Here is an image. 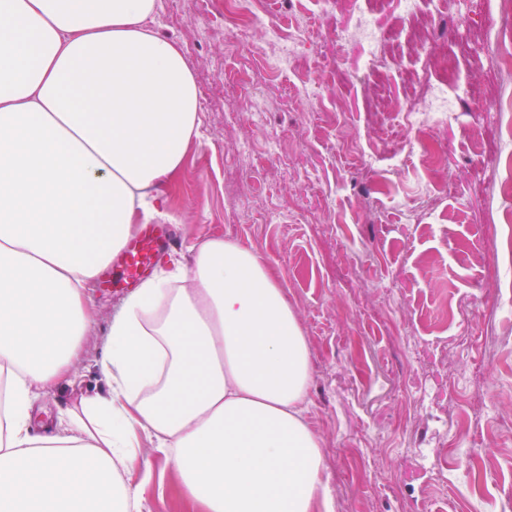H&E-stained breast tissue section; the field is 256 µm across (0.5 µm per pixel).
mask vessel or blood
<instances>
[{
	"mask_svg": "<svg viewBox=\"0 0 512 512\" xmlns=\"http://www.w3.org/2000/svg\"><path fill=\"white\" fill-rule=\"evenodd\" d=\"M171 244V230L164 224L140 226L110 266L99 275L105 289L132 290L152 272L162 252Z\"/></svg>",
	"mask_w": 512,
	"mask_h": 512,
	"instance_id": "b4317fda",
	"label": "vessel or blood"
}]
</instances>
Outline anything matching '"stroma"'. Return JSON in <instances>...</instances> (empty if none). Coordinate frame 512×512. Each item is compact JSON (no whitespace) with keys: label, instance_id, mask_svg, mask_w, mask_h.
<instances>
[{"label":"stroma","instance_id":"1","mask_svg":"<svg viewBox=\"0 0 512 512\" xmlns=\"http://www.w3.org/2000/svg\"><path fill=\"white\" fill-rule=\"evenodd\" d=\"M256 2L307 27L299 51L316 95L295 96L301 72H263L262 31L234 49L207 0H159L155 28L182 43L202 119L184 168L161 187L175 255L221 235L277 272L310 345L304 415L325 442L335 512H512V264L500 248L511 204L498 190L512 77L490 56L491 33L506 26L496 0L424 6L433 46L456 55L459 82L477 94L460 101L462 123L399 137L373 97L381 85L394 102L426 104L438 76L415 44L384 45L389 65L376 77L364 46L334 39L355 19L350 0L324 13ZM238 72L257 96L225 84ZM417 139L446 167L404 152ZM89 294L95 327L75 382L38 398L41 423L107 389L99 360L122 298ZM472 453L489 470L478 503L457 478ZM141 457L151 469L143 512H193L174 463L147 442Z\"/></svg>","mask_w":512,"mask_h":512}]
</instances>
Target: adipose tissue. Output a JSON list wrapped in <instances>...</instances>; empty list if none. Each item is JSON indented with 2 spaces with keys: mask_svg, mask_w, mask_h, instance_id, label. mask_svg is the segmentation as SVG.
I'll use <instances>...</instances> for the list:
<instances>
[{
  "mask_svg": "<svg viewBox=\"0 0 512 512\" xmlns=\"http://www.w3.org/2000/svg\"><path fill=\"white\" fill-rule=\"evenodd\" d=\"M157 0H0V512H142V441L197 512H334L303 412L311 354L279 279L215 235L113 313L100 370L29 432L93 326L86 291L200 136L199 90Z\"/></svg>",
  "mask_w": 512,
  "mask_h": 512,
  "instance_id": "adipose-tissue-1",
  "label": "adipose tissue"
}]
</instances>
